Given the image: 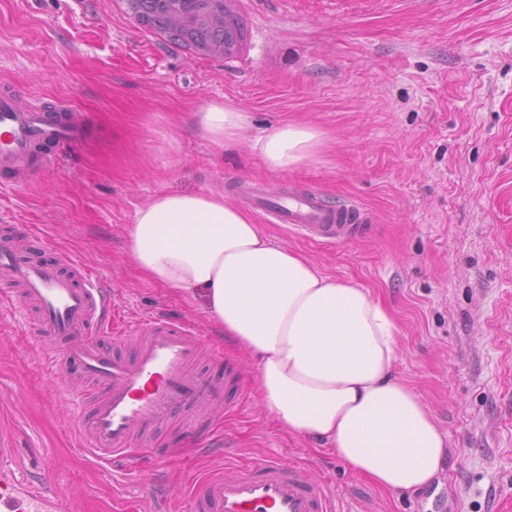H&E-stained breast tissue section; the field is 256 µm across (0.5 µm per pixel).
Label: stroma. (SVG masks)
Listing matches in <instances>:
<instances>
[{
    "label": "stroma",
    "instance_id": "1",
    "mask_svg": "<svg viewBox=\"0 0 512 512\" xmlns=\"http://www.w3.org/2000/svg\"><path fill=\"white\" fill-rule=\"evenodd\" d=\"M244 45L224 58L167 43L125 0H0V82L22 103L62 100L88 118L86 141L39 175L0 170V212L13 236L76 254L112 292L115 327L167 316L203 336V370L233 367L243 393L177 415L152 433L165 451L126 462L113 481L80 448L85 414L75 368L43 371L57 353L0 309V414L13 423L11 463L49 473L81 512H169L192 476L244 458L302 463L356 512H512V0H232ZM219 101L254 134L310 124L318 163L269 170L243 147H218L188 124ZM259 181L299 182L355 201L371 231L313 243L256 215L277 242L328 275L371 288L398 327L396 371L448 434L449 458L429 488L384 492L330 445L297 438L264 411L257 369L226 345L205 296L185 302L136 276L126 227L160 192L221 193ZM196 430L206 445L189 448Z\"/></svg>",
    "mask_w": 512,
    "mask_h": 512
}]
</instances>
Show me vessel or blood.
Returning a JSON list of instances; mask_svg holds the SVG:
<instances>
[{"instance_id": "obj_1", "label": "vessel or blood", "mask_w": 512, "mask_h": 512, "mask_svg": "<svg viewBox=\"0 0 512 512\" xmlns=\"http://www.w3.org/2000/svg\"><path fill=\"white\" fill-rule=\"evenodd\" d=\"M83 121L68 104L55 111L23 105L13 89L0 87V169L18 168L33 143L49 145L60 155L76 144ZM236 194L248 207L261 210L290 234L308 241L342 245L365 234L366 210L357 203L330 204L321 192L289 185L270 199L259 183L238 184ZM80 262L57 253L49 263L25 260L9 236L0 237V305H23L39 313L38 330L60 344L62 355L43 361L46 373L66 363L90 379L95 395L78 428L89 453L104 470L113 461L151 451L138 433L167 421L178 410L224 399L234 404L239 382L232 372L223 379L201 376L196 367L205 346L201 337L167 319H154L138 331L131 356L91 342L92 332L112 328V300L106 288L81 275ZM66 495L48 478L17 479L0 468V512H70ZM332 496L305 468L267 458L249 463L236 474L210 473L191 480L188 512H334Z\"/></svg>"}]
</instances>
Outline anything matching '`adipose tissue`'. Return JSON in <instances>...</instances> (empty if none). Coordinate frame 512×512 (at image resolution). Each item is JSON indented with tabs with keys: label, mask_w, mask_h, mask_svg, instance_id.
Returning <instances> with one entry per match:
<instances>
[{
	"label": "adipose tissue",
	"mask_w": 512,
	"mask_h": 512,
	"mask_svg": "<svg viewBox=\"0 0 512 512\" xmlns=\"http://www.w3.org/2000/svg\"><path fill=\"white\" fill-rule=\"evenodd\" d=\"M195 122L211 143L246 145L273 171L317 161L323 145L298 122L252 135L246 115L221 102L199 109ZM126 232L145 280L187 302L206 294L224 338L256 358L259 392L279 427L328 443L393 494L433 483L448 436L395 370L397 327L380 297L325 274L220 194H157Z\"/></svg>",
	"instance_id": "obj_1"
}]
</instances>
